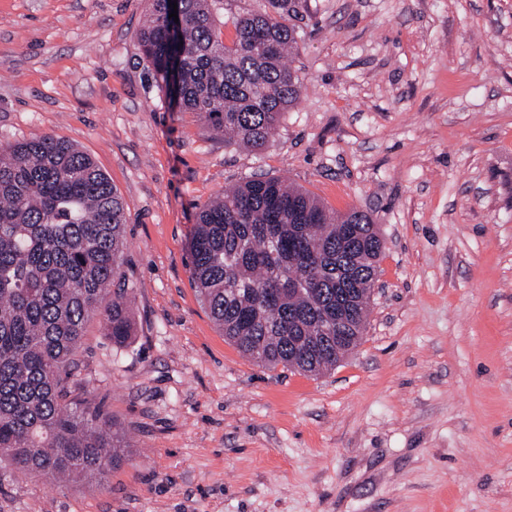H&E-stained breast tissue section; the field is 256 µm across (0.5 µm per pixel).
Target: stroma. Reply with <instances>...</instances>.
<instances>
[{
	"label": "stroma",
	"mask_w": 512,
	"mask_h": 512,
	"mask_svg": "<svg viewBox=\"0 0 512 512\" xmlns=\"http://www.w3.org/2000/svg\"><path fill=\"white\" fill-rule=\"evenodd\" d=\"M148 0H0V142L51 134L117 188L133 334L72 378L129 437L108 479L0 463V512H512V0H295L305 80L259 150L168 109ZM385 240L359 345L319 375L225 340L198 208L258 175Z\"/></svg>",
	"instance_id": "obj_1"
}]
</instances>
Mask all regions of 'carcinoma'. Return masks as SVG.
Listing matches in <instances>:
<instances>
[{"label": "carcinoma", "mask_w": 512, "mask_h": 512, "mask_svg": "<svg viewBox=\"0 0 512 512\" xmlns=\"http://www.w3.org/2000/svg\"><path fill=\"white\" fill-rule=\"evenodd\" d=\"M212 0H150L139 33L168 108L261 148L296 105L287 63L302 36L292 0L234 18L228 46ZM123 200L93 159L52 135L0 144V459L22 473L100 482L126 461L125 431L69 384L87 324L112 344L133 334L135 285L122 275ZM379 231L278 178H254L199 207L191 275L224 336L265 366L319 374L355 349L368 317Z\"/></svg>", "instance_id": "cac0c4a2"}]
</instances>
